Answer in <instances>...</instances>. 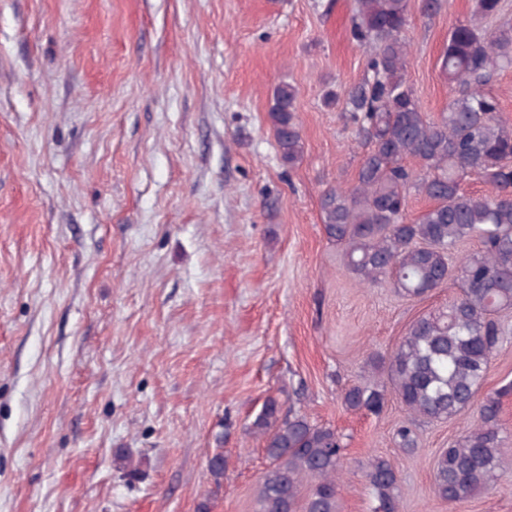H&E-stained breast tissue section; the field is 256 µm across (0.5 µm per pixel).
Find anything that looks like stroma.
<instances>
[{"mask_svg":"<svg viewBox=\"0 0 512 512\" xmlns=\"http://www.w3.org/2000/svg\"><path fill=\"white\" fill-rule=\"evenodd\" d=\"M475 0L412 11L407 78L429 116ZM352 0H0V512H255L265 399L336 429L339 512H373L371 458L396 466L399 512H512V394L494 488L433 489L469 422L345 408L374 355L454 291L368 287L324 232L320 197L368 147L344 104L370 77ZM296 86L304 155L268 119ZM481 387L512 381V311ZM226 471L215 483L213 453Z\"/></svg>","mask_w":512,"mask_h":512,"instance_id":"35a3bbf8","label":"stroma"}]
</instances>
